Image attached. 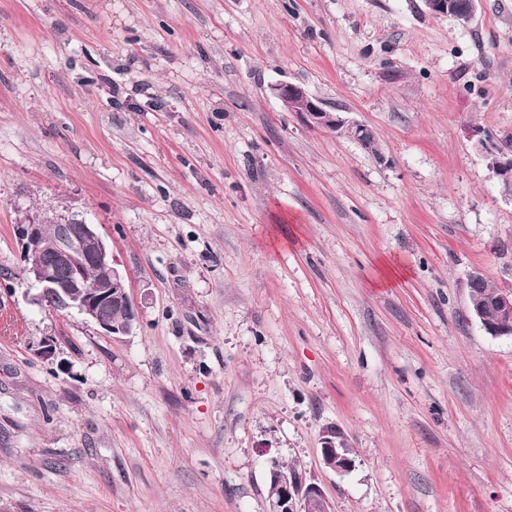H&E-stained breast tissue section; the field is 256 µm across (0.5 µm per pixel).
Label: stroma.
Instances as JSON below:
<instances>
[{"instance_id":"1","label":"stroma","mask_w":512,"mask_h":512,"mask_svg":"<svg viewBox=\"0 0 512 512\" xmlns=\"http://www.w3.org/2000/svg\"><path fill=\"white\" fill-rule=\"evenodd\" d=\"M288 82L380 156L286 111ZM474 128L512 133V0L464 26L421 0H0V512H266L273 460L332 512H512V336L467 288H512V202ZM29 210L95 224L128 335L29 301ZM485 276L481 273L471 275L468 282V304L473 316L479 320L484 330L492 336L512 335V289L499 288L495 295V287L491 282H486L484 293L491 304L483 295ZM493 307L496 313L494 320H487L484 312ZM321 444V458L327 469L341 475L355 469L356 456L347 436L341 431L336 428L323 430Z\"/></svg>"}]
</instances>
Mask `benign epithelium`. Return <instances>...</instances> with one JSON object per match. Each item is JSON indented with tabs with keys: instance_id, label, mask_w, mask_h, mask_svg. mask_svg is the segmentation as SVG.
Here are the masks:
<instances>
[{
	"instance_id": "obj_1",
	"label": "benign epithelium",
	"mask_w": 512,
	"mask_h": 512,
	"mask_svg": "<svg viewBox=\"0 0 512 512\" xmlns=\"http://www.w3.org/2000/svg\"><path fill=\"white\" fill-rule=\"evenodd\" d=\"M423 2L430 14L450 17L466 25L474 16L479 0ZM273 93L287 111L299 116L307 125L351 139L378 159H383L377 135L371 128L340 112L327 110L322 101L302 86L281 83L273 87ZM471 136L477 138L478 149L497 175L501 193L512 200V151L503 147L501 139L479 128L472 129ZM49 223L48 216L27 212L16 225L25 258V272L34 290L31 301L42 305L50 297L56 311L73 310L109 335L129 334L132 325L139 322L140 309L130 296L128 274L116 266L95 225L83 218L57 222L62 240L54 258L49 259L44 255L42 235L43 225ZM88 266L97 272V280L93 282L84 276ZM484 279L481 273L471 275L469 309L490 335H512V289H498L494 301L490 302L481 291ZM114 305L124 308L127 313L125 324H112L108 312ZM490 307L496 313L493 320L484 317L485 310ZM321 458L324 466L337 474H348L356 467V456L347 436L335 428L322 432ZM278 464L279 461L273 460L268 469L267 512H330L329 500L320 486L280 471Z\"/></svg>"
}]
</instances>
